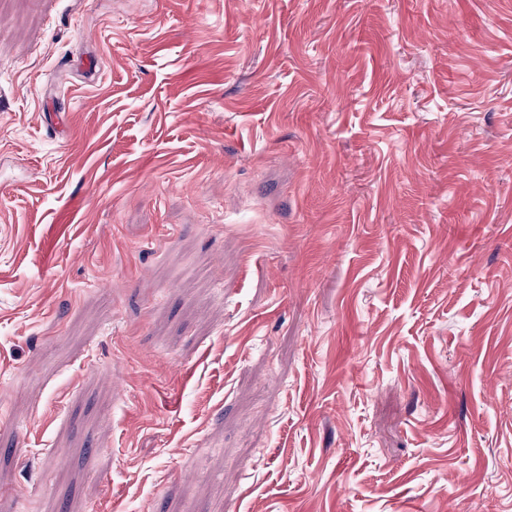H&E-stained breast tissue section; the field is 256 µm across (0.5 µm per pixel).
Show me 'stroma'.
<instances>
[{
  "mask_svg": "<svg viewBox=\"0 0 512 512\" xmlns=\"http://www.w3.org/2000/svg\"><path fill=\"white\" fill-rule=\"evenodd\" d=\"M0 512H512V0H0Z\"/></svg>",
  "mask_w": 512,
  "mask_h": 512,
  "instance_id": "obj_1",
  "label": "stroma"
}]
</instances>
